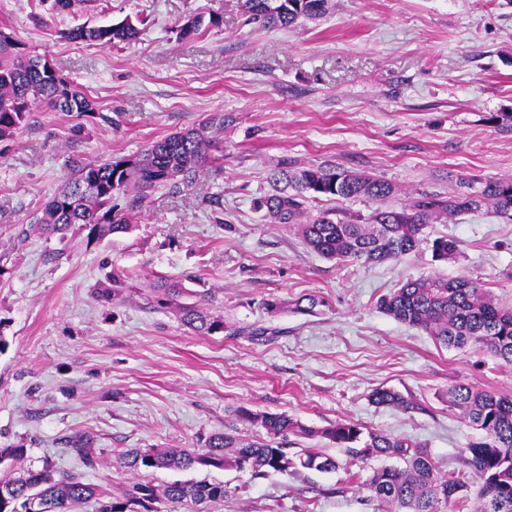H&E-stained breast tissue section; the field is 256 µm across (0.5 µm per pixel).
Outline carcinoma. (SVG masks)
<instances>
[{
	"label": "carcinoma",
	"instance_id": "cac0c4a2",
	"mask_svg": "<svg viewBox=\"0 0 512 512\" xmlns=\"http://www.w3.org/2000/svg\"><path fill=\"white\" fill-rule=\"evenodd\" d=\"M248 19L264 28H290L299 18H318L329 9V0H244ZM144 20L129 16L108 25L79 26L67 37L89 44H129L138 39ZM223 24L218 12L204 19L190 15L177 29L189 40L202 28ZM41 107L78 117L96 112L95 102L66 78L44 56L33 54L7 33L0 32V143L12 139L29 112ZM224 128V114L213 115L206 124L151 142L133 158L84 165L70 173L64 188L51 196L35 217L34 230L60 236L86 234L87 243L127 233L132 219L147 204L151 194L165 189L178 194L196 173L214 160V139L208 130ZM456 192L445 195L423 191L398 206L394 184L364 172L323 163L299 169L285 160L269 177L271 191L254 201L266 219L288 224L304 245L328 260L376 265L398 259L425 244L432 260L446 262L459 251L456 240L444 235L429 239L424 230L438 221L493 208L512 220V179H457ZM365 197L378 203L368 217L344 215L332 208L312 216L309 203ZM125 280L118 274L98 287L97 297L118 299ZM181 283L159 277L150 283L153 302L168 308L182 294ZM379 308L394 319L434 337L440 344L463 350L485 348L502 364L512 367V308L498 302L478 283L463 277L429 275L409 279L382 296ZM184 323L193 331L211 335L226 328L224 319L198 305L179 307ZM377 405L400 407L404 400L392 389L378 388L371 395ZM448 404L481 432L470 443L465 465L477 483L470 493L460 477H443L428 455L410 442L382 433L363 432L353 421H338L323 429H309L286 414L240 415L265 429L268 441L244 442L225 433L209 437L205 448L152 451L130 449L118 454L128 469L163 468L187 470L195 465L248 470L255 476L268 471L286 472L302 467L318 471L336 468V461L307 450L289 454L283 443L288 434L320 436L357 456L384 455L397 458L405 467L374 471L368 486L374 498L391 512H462L474 500V512H512V399L465 384L448 388ZM228 496L222 482L180 481L163 486L135 483L117 498L104 499L103 492L74 474L57 477L45 466L27 470L0 482V512H73L91 500L96 512H161L158 505L195 506L220 502Z\"/></svg>",
	"mask_w": 512,
	"mask_h": 512
}]
</instances>
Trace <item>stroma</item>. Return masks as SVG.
Wrapping results in <instances>:
<instances>
[{
    "instance_id": "obj_1",
    "label": "stroma",
    "mask_w": 512,
    "mask_h": 512,
    "mask_svg": "<svg viewBox=\"0 0 512 512\" xmlns=\"http://www.w3.org/2000/svg\"><path fill=\"white\" fill-rule=\"evenodd\" d=\"M242 3L78 0L53 12L47 0H0V31L97 105L80 120L34 109L0 151V448L25 449L0 464V479L48 465L112 496L136 482L224 483L229 497L206 512H387L367 481L391 458L356 457L320 437L291 434L287 448L319 449L335 470L133 471L115 456L201 449L218 432L265 438L240 416L246 408L315 429L350 420L420 445L440 474L462 473L477 432L449 408V387L512 397V367L479 347L446 348L377 306L430 274L467 277L511 305L512 221L461 214L425 230L457 240L455 259L435 263L424 250L366 266L314 254L253 208L286 159L376 175L399 204L454 192L460 176L512 178V0H330L325 15L288 29L248 23ZM213 10L220 27L178 40L187 16ZM139 15L148 23L130 44L65 37ZM220 112L228 121L214 162L180 194L155 191L132 231L91 245L31 231L72 168L136 156ZM115 270L130 279L110 304L95 285ZM159 276L183 282L184 302L207 295L227 331L197 335L174 309L150 304ZM306 295L317 300L307 311L295 305ZM251 328L267 334L251 339ZM379 387L408 408L375 405ZM68 439L88 441L98 465L85 467Z\"/></svg>"
}]
</instances>
